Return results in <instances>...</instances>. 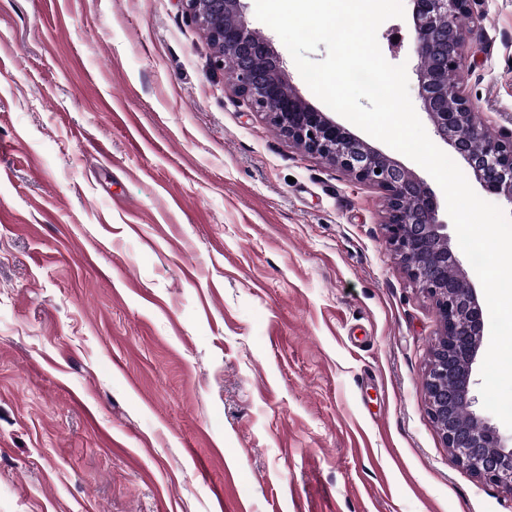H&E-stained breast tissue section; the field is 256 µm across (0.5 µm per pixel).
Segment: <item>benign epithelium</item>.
I'll return each instance as SVG.
<instances>
[{"instance_id": "obj_1", "label": "benign epithelium", "mask_w": 512, "mask_h": 512, "mask_svg": "<svg viewBox=\"0 0 512 512\" xmlns=\"http://www.w3.org/2000/svg\"><path fill=\"white\" fill-rule=\"evenodd\" d=\"M182 2L207 31L215 63L238 95L289 141L384 193L385 242L433 299L440 317L425 379L428 412L461 465L512 492V442L472 412L467 424L458 417L459 405L472 404V364L484 322L475 290L448 245L447 224L438 219L436 195L413 172L299 96L286 83L269 41L248 27L240 0ZM410 2L421 98L435 133L467 161L483 190L512 204V133L493 134L479 123L466 87L456 78L467 41L459 20L470 15L473 0Z\"/></svg>"}]
</instances>
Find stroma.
I'll return each mask as SVG.
<instances>
[{
    "mask_svg": "<svg viewBox=\"0 0 512 512\" xmlns=\"http://www.w3.org/2000/svg\"><path fill=\"white\" fill-rule=\"evenodd\" d=\"M463 24L510 131L512 0ZM412 31L377 39L421 116ZM1 143L0 512H512L428 413L440 318L383 193L236 95L180 0H0Z\"/></svg>",
    "mask_w": 512,
    "mask_h": 512,
    "instance_id": "stroma-1",
    "label": "stroma"
}]
</instances>
